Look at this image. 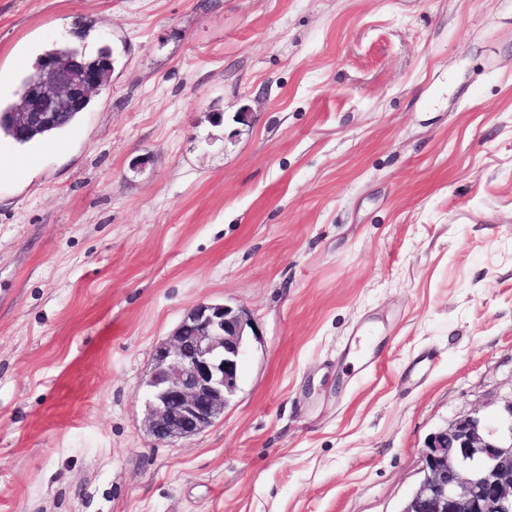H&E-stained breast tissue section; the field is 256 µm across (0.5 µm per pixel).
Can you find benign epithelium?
I'll use <instances>...</instances> for the list:
<instances>
[{"label":"benign epithelium","mask_w":512,"mask_h":512,"mask_svg":"<svg viewBox=\"0 0 512 512\" xmlns=\"http://www.w3.org/2000/svg\"><path fill=\"white\" fill-rule=\"evenodd\" d=\"M45 78L20 100L13 119L31 135L60 123L108 88V64L80 54L43 62ZM249 318L224 303L188 310L153 354L145 382L147 423L162 442L193 436L223 416L234 395ZM423 477L401 512H512V398L496 424L465 415L432 434Z\"/></svg>","instance_id":"1"}]
</instances>
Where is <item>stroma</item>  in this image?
I'll use <instances>...</instances> for the list:
<instances>
[{"mask_svg": "<svg viewBox=\"0 0 512 512\" xmlns=\"http://www.w3.org/2000/svg\"><path fill=\"white\" fill-rule=\"evenodd\" d=\"M59 42L117 64L0 140V512H401L512 398V0H0V95ZM214 302L237 390L158 442L153 352Z\"/></svg>", "mask_w": 512, "mask_h": 512, "instance_id": "35a3bbf8", "label": "stroma"}]
</instances>
